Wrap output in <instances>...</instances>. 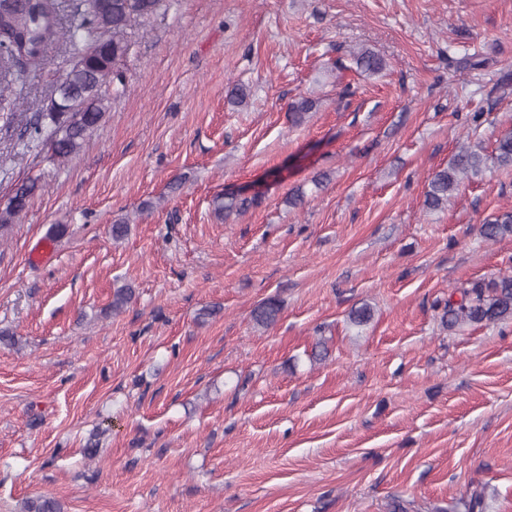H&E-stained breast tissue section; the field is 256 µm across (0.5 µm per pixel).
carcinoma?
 Listing matches in <instances>:
<instances>
[{
  "label": "carcinoma",
  "mask_w": 512,
  "mask_h": 512,
  "mask_svg": "<svg viewBox=\"0 0 512 512\" xmlns=\"http://www.w3.org/2000/svg\"><path fill=\"white\" fill-rule=\"evenodd\" d=\"M164 6V0H75L70 22L63 18L62 0H0V124L13 126L18 118L20 98L13 94L15 68L21 62L39 66L45 51L54 45L65 46L72 55L70 68L61 76L46 112L25 124L23 134L31 139L46 138L54 157L66 160L78 153L110 109L112 96L123 91L125 79L119 61L129 50L130 30L142 25ZM357 68L377 73L383 60L374 52L361 49L354 53ZM315 107V101L301 97L289 105L294 122L301 123ZM51 129L44 133L42 121ZM499 167H512V133L496 141L494 153L486 156L468 147L461 148L436 170L429 182L424 206L442 210L459 191L464 180L481 174L487 160ZM43 190L36 180L18 186L5 207L0 209V229L15 223L31 197ZM256 203L254 197L235 194L213 200L214 211L227 218L241 215ZM487 241L512 236V212H505L481 225ZM133 290L113 292L112 312L122 311L131 301ZM282 311L281 301L271 296L256 305L251 318L255 326L267 329L275 325ZM512 320V276L478 280L461 291L458 301L444 303L440 325L454 330L464 324H487ZM22 512H61L54 498L36 496L27 499Z\"/></svg>",
  "instance_id": "1"
}]
</instances>
